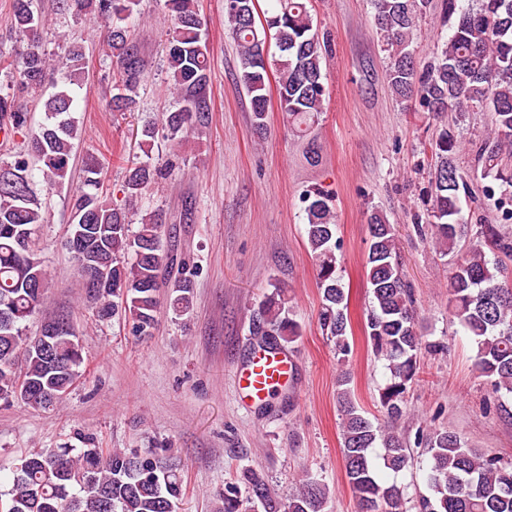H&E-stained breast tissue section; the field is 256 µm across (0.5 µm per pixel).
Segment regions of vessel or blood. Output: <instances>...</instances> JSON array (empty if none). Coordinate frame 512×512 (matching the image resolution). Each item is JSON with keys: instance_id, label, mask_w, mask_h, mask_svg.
<instances>
[{"instance_id": "vessel-or-blood-1", "label": "vessel or blood", "mask_w": 512, "mask_h": 512, "mask_svg": "<svg viewBox=\"0 0 512 512\" xmlns=\"http://www.w3.org/2000/svg\"><path fill=\"white\" fill-rule=\"evenodd\" d=\"M295 369V360L288 351L257 346L237 368L235 376L245 397L262 403L272 392L287 386Z\"/></svg>"}]
</instances>
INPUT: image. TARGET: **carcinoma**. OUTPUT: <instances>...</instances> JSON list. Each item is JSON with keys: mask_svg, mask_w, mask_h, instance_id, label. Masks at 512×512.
<instances>
[{"mask_svg": "<svg viewBox=\"0 0 512 512\" xmlns=\"http://www.w3.org/2000/svg\"><path fill=\"white\" fill-rule=\"evenodd\" d=\"M259 12L258 0H224V23L239 47V79L251 98L253 127L266 129L269 106V62L259 31L272 33L280 55L275 60L279 106L288 126L306 139L323 114L325 87L322 63L331 52L329 39L319 36L306 0H272ZM461 0H441V26L451 34L429 65L418 67L410 50L413 32L429 0H372L374 25L388 52V82L395 95L417 99L422 111L442 114L485 109L492 114L496 144L479 146L475 165L491 184L482 193L496 199L512 219V172L501 167L500 151L512 146V0H482L477 10L463 8ZM34 0H14L9 26L26 42L15 59H4L13 70V92L0 97V122L14 134L27 129L21 100L43 88L46 74L62 70L63 78L43 101L45 122L30 148L0 162V401L20 402L34 409L62 403L82 375L84 359L76 327L61 316L41 310L48 285L39 249L47 212L33 191L28 175L30 159L40 164L48 184L65 179L81 134L73 116L74 89L86 77L83 47H67L53 59L40 43L42 19ZM139 0H61L65 11L104 20L106 45L116 59L113 107L128 108L136 101L143 79L137 48L124 22ZM174 19L168 47V71L181 107L167 112L161 126L151 123L140 133V147L149 154L158 129L178 145L188 132L207 119L204 112L208 52L204 39L207 21L195 0H165ZM458 140L450 127L440 130L427 193V224L444 256L452 255L448 277V312L476 343V367L497 397L500 411L512 419V280L498 262L486 258V241L506 257L512 256V238L495 224L479 226L477 240L465 254L459 242L465 223L459 205L460 190L468 183L456 164ZM173 164L143 162L129 171L126 202L167 175ZM307 246L315 262L321 293L319 325L331 338L336 353L351 354L348 341V296L337 272L334 197L321 186L303 197ZM74 222L68 235L83 231L86 257L72 256L84 281L87 298L97 318L126 314L137 332L155 327L160 289L168 287L166 305L183 316L192 306L191 280L186 264L179 276L165 284L162 272L177 259L162 244L163 225L146 214L137 232L130 231L128 209L101 191L100 169L86 167L83 186L72 198ZM369 240L366 279L371 305L367 336L377 357L391 373L380 393V404L392 417L402 416L404 398L425 348L415 320L411 287L397 258L394 225L382 213L368 217ZM265 326L258 341L286 347L300 337L284 291L273 286L263 303ZM41 318L40 330L30 334L27 324ZM60 327L49 343L43 329ZM342 416V463L359 512H404V488L383 481L379 470L399 473L412 464L407 442L374 425L351 398L339 390ZM428 458L427 493L419 512H512V461L465 446L453 431L436 429L421 438ZM183 477L177 465L153 451L102 448L94 438L85 447L39 448L20 458L0 512H180ZM332 489L322 479L306 475L284 502L270 489L263 470L244 468L217 491L215 512H325Z\"/></svg>", "mask_w": 512, "mask_h": 512, "instance_id": "carcinoma-1", "label": "carcinoma"}]
</instances>
